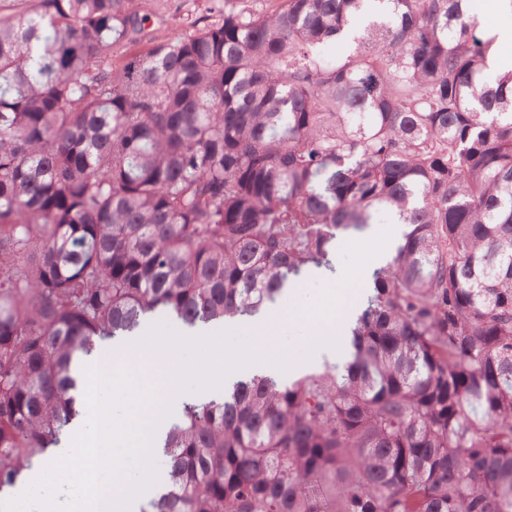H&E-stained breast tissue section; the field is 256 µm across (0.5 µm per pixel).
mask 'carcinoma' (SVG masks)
<instances>
[{"label":"carcinoma","mask_w":512,"mask_h":512,"mask_svg":"<svg viewBox=\"0 0 512 512\" xmlns=\"http://www.w3.org/2000/svg\"><path fill=\"white\" fill-rule=\"evenodd\" d=\"M0 4V495L156 315L260 316L406 226L348 360L182 402L145 512H512V71L472 0ZM346 41L343 59L323 45ZM207 0H181L182 6L180 13L176 17H169L166 28H176L179 30L189 29L190 22L201 14L206 6ZM391 224H395L393 216L386 212H380L365 232L355 236H339L334 243V247L337 245L336 259L345 264L344 248L348 243L369 240L378 233V229L391 226Z\"/></svg>","instance_id":"1"}]
</instances>
